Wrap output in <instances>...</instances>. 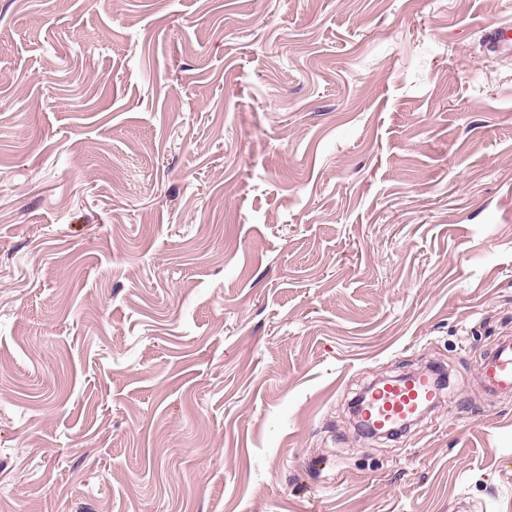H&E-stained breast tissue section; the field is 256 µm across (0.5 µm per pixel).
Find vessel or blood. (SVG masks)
Returning a JSON list of instances; mask_svg holds the SVG:
<instances>
[{
    "label": "vessel or blood",
    "mask_w": 512,
    "mask_h": 512,
    "mask_svg": "<svg viewBox=\"0 0 512 512\" xmlns=\"http://www.w3.org/2000/svg\"><path fill=\"white\" fill-rule=\"evenodd\" d=\"M483 390L491 396L512 393V339L498 341L486 356L480 371ZM441 399L434 377L387 379L375 384L365 395L359 415L362 423L376 431H396L423 408Z\"/></svg>",
    "instance_id": "obj_1"
}]
</instances>
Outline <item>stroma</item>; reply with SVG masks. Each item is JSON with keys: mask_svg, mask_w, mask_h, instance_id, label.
<instances>
[{"mask_svg": "<svg viewBox=\"0 0 512 512\" xmlns=\"http://www.w3.org/2000/svg\"><path fill=\"white\" fill-rule=\"evenodd\" d=\"M512 0H0V512H512ZM432 365L394 440L348 404ZM480 383L489 396L512 393V339L503 338L486 356L480 371Z\"/></svg>", "mask_w": 512, "mask_h": 512, "instance_id": "obj_1", "label": "stroma"}]
</instances>
